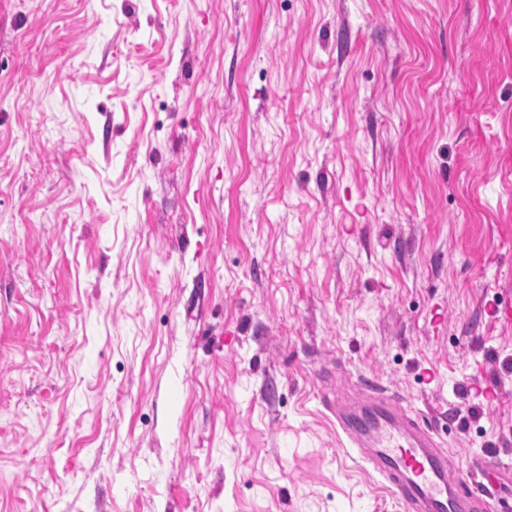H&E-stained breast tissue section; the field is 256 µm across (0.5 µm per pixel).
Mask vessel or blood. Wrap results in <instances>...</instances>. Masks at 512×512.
<instances>
[{"label": "vessel or blood", "instance_id": "1", "mask_svg": "<svg viewBox=\"0 0 512 512\" xmlns=\"http://www.w3.org/2000/svg\"><path fill=\"white\" fill-rule=\"evenodd\" d=\"M365 415L334 404L336 421L361 459L387 481L406 512H479L492 489L463 486L453 455L439 447L432 427L379 384H363Z\"/></svg>", "mask_w": 512, "mask_h": 512}]
</instances>
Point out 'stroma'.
Returning <instances> with one entry per match:
<instances>
[{"mask_svg":"<svg viewBox=\"0 0 512 512\" xmlns=\"http://www.w3.org/2000/svg\"><path fill=\"white\" fill-rule=\"evenodd\" d=\"M508 306L512 0H0V512H404L362 376L512 497Z\"/></svg>","mask_w":512,"mask_h":512,"instance_id":"obj_1","label":"stroma"}]
</instances>
